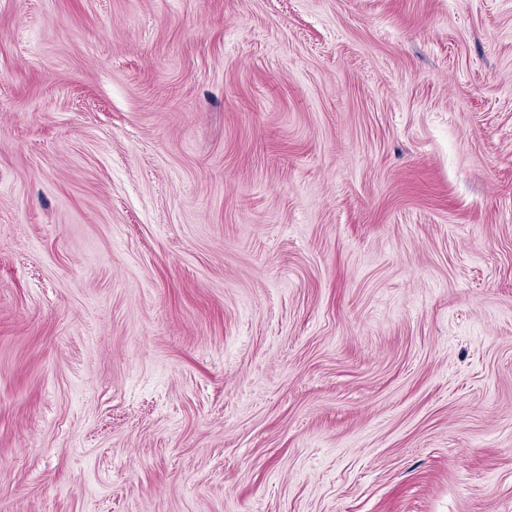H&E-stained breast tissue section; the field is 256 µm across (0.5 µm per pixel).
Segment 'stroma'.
<instances>
[{
  "label": "stroma",
  "mask_w": 512,
  "mask_h": 512,
  "mask_svg": "<svg viewBox=\"0 0 512 512\" xmlns=\"http://www.w3.org/2000/svg\"><path fill=\"white\" fill-rule=\"evenodd\" d=\"M0 512H512V0H0Z\"/></svg>",
  "instance_id": "obj_1"
}]
</instances>
